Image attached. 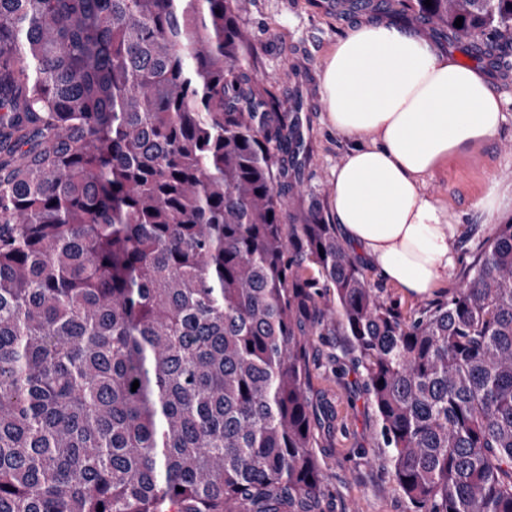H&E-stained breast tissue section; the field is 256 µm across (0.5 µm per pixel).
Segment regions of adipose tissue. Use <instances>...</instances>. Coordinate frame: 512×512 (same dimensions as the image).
Returning <instances> with one entry per match:
<instances>
[{
	"label": "adipose tissue",
	"instance_id": "obj_1",
	"mask_svg": "<svg viewBox=\"0 0 512 512\" xmlns=\"http://www.w3.org/2000/svg\"><path fill=\"white\" fill-rule=\"evenodd\" d=\"M321 89L329 122L352 143L332 180L345 241L386 282L431 292L455 264L459 225L424 178L497 135L500 97L481 71L382 20L337 41Z\"/></svg>",
	"mask_w": 512,
	"mask_h": 512
}]
</instances>
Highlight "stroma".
Wrapping results in <instances>:
<instances>
[{"mask_svg": "<svg viewBox=\"0 0 512 512\" xmlns=\"http://www.w3.org/2000/svg\"><path fill=\"white\" fill-rule=\"evenodd\" d=\"M360 22V17L322 9L319 0H252L241 17L251 75L258 86L274 88L286 98L299 92L305 101L301 117L308 129L310 156L304 187L291 199V213L304 214L314 204L326 218L334 216L333 172L350 144L327 118L320 73L336 41ZM477 68L502 99V127L492 141L449 160L424 182L425 192L444 200L462 228L447 283L431 293L409 296L373 269L365 271L384 300L406 313L448 299L461 286L462 275L482 242L498 224L512 219V79L502 80L497 68L484 62ZM492 186L498 188L504 204L490 216L478 201ZM308 394L314 409L327 406L332 411L331 423L320 431L319 453L325 498L332 512H408L406 500L387 474L378 415L339 332L326 329L313 337Z\"/></svg>", "mask_w": 512, "mask_h": 512, "instance_id": "stroma-1", "label": "stroma"}]
</instances>
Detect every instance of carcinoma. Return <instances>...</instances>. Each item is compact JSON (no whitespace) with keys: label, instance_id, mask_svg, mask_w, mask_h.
<instances>
[{"label":"carcinoma","instance_id":"obj_1","mask_svg":"<svg viewBox=\"0 0 512 512\" xmlns=\"http://www.w3.org/2000/svg\"><path fill=\"white\" fill-rule=\"evenodd\" d=\"M414 2L512 65V0ZM249 4L0 0V512H326L330 325L411 512H512V219L447 301L382 300L289 214L304 103L252 87Z\"/></svg>","mask_w":512,"mask_h":512}]
</instances>
